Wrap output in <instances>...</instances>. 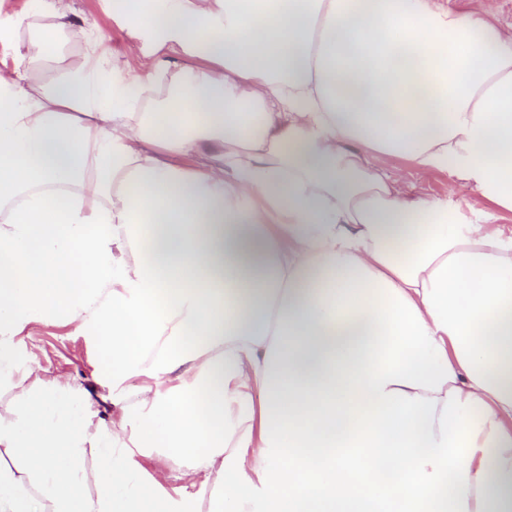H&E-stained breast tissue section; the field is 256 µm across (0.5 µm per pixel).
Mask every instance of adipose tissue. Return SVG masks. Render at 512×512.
Returning a JSON list of instances; mask_svg holds the SVG:
<instances>
[{
    "mask_svg": "<svg viewBox=\"0 0 512 512\" xmlns=\"http://www.w3.org/2000/svg\"><path fill=\"white\" fill-rule=\"evenodd\" d=\"M114 3L132 84L100 33L62 51L68 0L0 20L31 33L0 68V512H512V30L483 0ZM56 320L107 352L109 418L19 350ZM378 164L387 169L395 176L403 178L407 183L408 190L432 197H448L454 201H463L473 198L470 189L450 178L448 172H432L426 176L409 174L405 165L400 160L382 157L378 160Z\"/></svg>",
    "mask_w": 512,
    "mask_h": 512,
    "instance_id": "1",
    "label": "adipose tissue"
}]
</instances>
